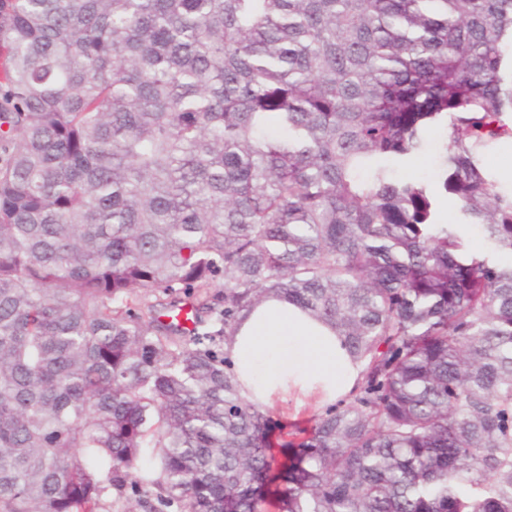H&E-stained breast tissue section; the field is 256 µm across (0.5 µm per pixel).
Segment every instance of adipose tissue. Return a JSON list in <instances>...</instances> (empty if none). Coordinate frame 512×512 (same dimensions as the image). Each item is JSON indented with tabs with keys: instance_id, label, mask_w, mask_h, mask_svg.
Here are the masks:
<instances>
[{
	"instance_id": "ef3b65f1",
	"label": "adipose tissue",
	"mask_w": 512,
	"mask_h": 512,
	"mask_svg": "<svg viewBox=\"0 0 512 512\" xmlns=\"http://www.w3.org/2000/svg\"><path fill=\"white\" fill-rule=\"evenodd\" d=\"M224 349L242 397L265 407L294 390L331 405L349 396L361 375L329 326L276 297L249 312Z\"/></svg>"
}]
</instances>
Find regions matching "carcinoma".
Returning a JSON list of instances; mask_svg holds the SVG:
<instances>
[{
	"mask_svg": "<svg viewBox=\"0 0 512 512\" xmlns=\"http://www.w3.org/2000/svg\"><path fill=\"white\" fill-rule=\"evenodd\" d=\"M504 137L512 0H0V512H512ZM272 296L362 366L280 459ZM432 148L428 155L422 156L417 159H413L404 164H394V174L405 178V177H426L430 178L439 188L440 179L437 177L438 173V150H437V135L432 134ZM511 152L512 139L503 138L499 140L497 143H495L493 146L488 148L484 154L485 162L488 168L490 169L491 173L499 181L501 186L506 190H510L512 185V181L510 180L512 179V159L510 158L509 162L505 160L502 167V174L510 179H503L500 177L501 169L499 166V162L502 156H504L505 154H510ZM438 212L443 224H464L460 213V202L453 197L440 193Z\"/></svg>",
	"mask_w": 512,
	"mask_h": 512,
	"instance_id": "cac0c4a2",
	"label": "carcinoma"
}]
</instances>
